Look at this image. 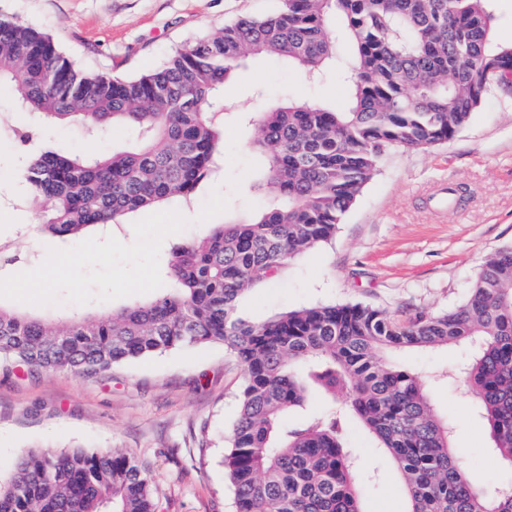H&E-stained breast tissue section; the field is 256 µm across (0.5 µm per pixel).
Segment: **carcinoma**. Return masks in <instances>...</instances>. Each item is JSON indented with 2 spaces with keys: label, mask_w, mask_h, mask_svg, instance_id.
Listing matches in <instances>:
<instances>
[{
  "label": "carcinoma",
  "mask_w": 512,
  "mask_h": 512,
  "mask_svg": "<svg viewBox=\"0 0 512 512\" xmlns=\"http://www.w3.org/2000/svg\"><path fill=\"white\" fill-rule=\"evenodd\" d=\"M491 0H280L177 49L134 78L88 73L41 30L0 14V87L17 109L94 132L131 125L128 150L65 157L16 129L25 205L44 233L65 237L156 203L188 204L224 146V82L251 57L288 62L310 80L336 55L344 21L352 56L342 112L292 99L259 113L256 183L276 204L173 248L172 287L152 299L74 317L0 305V359L28 372L93 375L113 365L219 342L242 367L239 412L223 465L235 512H361L351 417L402 475L407 512H512V477L492 489L468 479L456 423L429 385L387 358L466 344L456 369L492 449L512 464V245L483 263L467 299L407 322L361 305H322L263 321L239 298L289 259L328 241L388 151L451 141L492 87L512 95V45L494 42ZM331 407L288 425L311 387ZM0 512H158L152 472L131 454L82 447L29 450L0 480Z\"/></svg>",
  "instance_id": "1"
}]
</instances>
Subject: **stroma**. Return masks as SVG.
Masks as SVG:
<instances>
[{
    "label": "stroma",
    "mask_w": 512,
    "mask_h": 512,
    "mask_svg": "<svg viewBox=\"0 0 512 512\" xmlns=\"http://www.w3.org/2000/svg\"><path fill=\"white\" fill-rule=\"evenodd\" d=\"M278 0H0V9L40 27L77 66L136 76L159 67L180 46L243 16L272 13ZM351 54L336 41V65L309 82L275 58L242 63L224 86L228 114L220 168L190 206L163 217L143 210L111 236L46 238L39 216L17 208L22 190L11 162L19 124L10 93L0 89V246L13 256L0 267V305L42 315L120 308L158 296L163 262L173 243L207 235L215 224L251 214L270 198L254 188L263 159L251 148L256 113L296 97L336 111L347 105L340 66ZM55 151L104 154L134 145L138 131L117 126L88 136L80 125L28 119ZM467 196L437 207L440 184ZM512 244V96L491 90L469 123L447 143L395 149L365 185L333 237L291 258L274 280L246 291L238 312L262 321L288 310L360 304L404 321L444 312L465 300L476 274L500 247ZM27 272L13 287L17 266ZM459 346L397 354L405 368L431 379L436 407L458 423L456 446L469 452L468 477L497 486L512 464L495 455L464 402L459 378L441 380L464 360ZM243 374L221 344L173 349L113 366L92 376L31 374L0 363V476L14 472L30 448L120 449L149 466L162 512H234L224 475V441L238 411ZM348 444L372 481L361 512H406L401 474L358 421Z\"/></svg>",
    "instance_id": "stroma-1"
}]
</instances>
